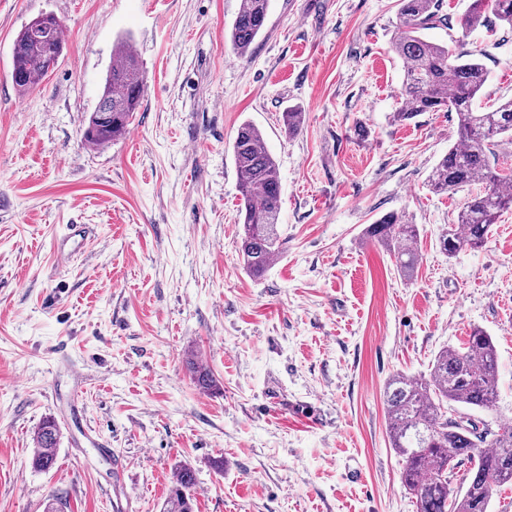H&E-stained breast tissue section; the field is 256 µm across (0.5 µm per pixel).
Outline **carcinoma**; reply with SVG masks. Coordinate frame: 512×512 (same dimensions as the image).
<instances>
[{
	"label": "carcinoma",
	"mask_w": 512,
	"mask_h": 512,
	"mask_svg": "<svg viewBox=\"0 0 512 512\" xmlns=\"http://www.w3.org/2000/svg\"><path fill=\"white\" fill-rule=\"evenodd\" d=\"M397 27L392 43L405 64L401 86L402 108L393 120L404 122L421 112L447 110L458 119V140L429 176L437 193H454L476 182L485 192L468 198L457 222L440 235L448 257L469 246L481 247L499 213L512 208V174L492 165L498 139L512 137V99L485 111L474 102L488 81V71L477 57L465 59L448 44L423 37L444 21L442 0H399ZM270 0H243L229 31L232 51L243 56L263 34ZM512 29V0H471L460 21L462 33L483 25L489 16ZM62 26L42 40L29 28L16 36L11 79L20 91L37 87L62 55ZM146 75L128 40L118 41L112 54L97 108L89 117L84 141L97 146L124 136L145 96ZM286 132L296 133L304 114L282 113ZM240 194V257L244 269L261 277L282 250L278 230L282 197L279 168L268 150L262 131L252 122L242 123L232 143ZM416 225L397 212L377 218L365 231L366 239L392 252L400 270L414 272L418 255ZM197 385L214 386L206 369L188 362ZM498 358L492 337L481 329L471 331L462 346H448L434 358L429 375L414 378L397 374L385 386V413L390 447L402 459V483L415 499L416 512H490L500 488L512 483V422L498 430L479 429L473 413L491 409L497 398ZM60 429L49 417L39 425L33 465L50 470L56 462ZM466 466L458 486L451 477ZM195 472L182 465L175 469L163 512H194Z\"/></svg>",
	"instance_id": "cac0c4a2"
}]
</instances>
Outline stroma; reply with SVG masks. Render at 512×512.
<instances>
[{
  "mask_svg": "<svg viewBox=\"0 0 512 512\" xmlns=\"http://www.w3.org/2000/svg\"><path fill=\"white\" fill-rule=\"evenodd\" d=\"M470 0H442L455 42L512 98V29L462 34ZM264 34L235 55L241 0H0V512H160L176 467L195 512H416L389 445L383 392L427 375L476 327L499 358L512 418V209L479 249L439 236L469 193L428 177L458 138L450 112L396 123L404 63L398 0H270ZM50 13L68 35L54 72L13 85L17 34ZM146 72L128 134L82 141L118 38ZM301 110L291 135L282 112ZM258 126L282 186V255L263 277L238 259V126ZM395 211L416 224L404 278L364 232ZM73 224L93 229L68 261ZM209 371L200 389L189 358ZM56 464L33 468L44 418ZM223 470H216V461Z\"/></svg>",
  "mask_w": 512,
  "mask_h": 512,
  "instance_id": "1",
  "label": "stroma"
}]
</instances>
